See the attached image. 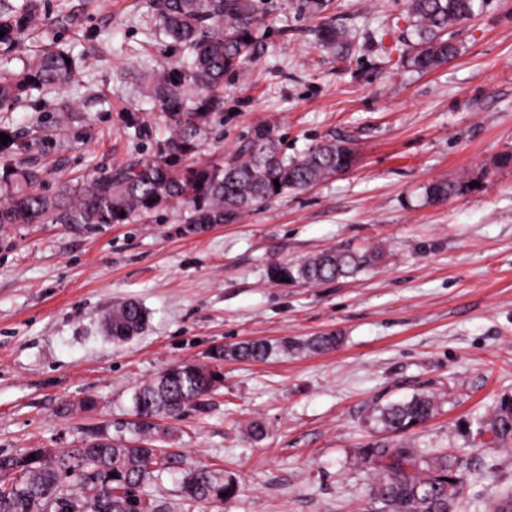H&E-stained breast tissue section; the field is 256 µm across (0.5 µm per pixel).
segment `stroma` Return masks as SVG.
<instances>
[{
  "instance_id": "35a3bbf8",
  "label": "stroma",
  "mask_w": 512,
  "mask_h": 512,
  "mask_svg": "<svg viewBox=\"0 0 512 512\" xmlns=\"http://www.w3.org/2000/svg\"><path fill=\"white\" fill-rule=\"evenodd\" d=\"M261 51L224 79L209 154L227 157L254 127L282 153L346 139L356 163L287 192L232 224L182 234L172 207L125 224H17L0 232V453L74 448L132 418L135 388L166 367L207 364L248 339L333 332L325 353L227 360L203 410L175 424L167 451L234 472L232 501L196 512H364L382 438L375 408L418 393L439 410L409 439L461 449L512 484V449L474 439L475 416L512 396V0L450 28L456 57L428 74L404 62L417 38L404 0H329L350 43L326 50L298 0H256ZM52 41L85 56L70 86L0 111L29 142L45 187L113 163L150 159L166 136L144 83L179 52L142 20L147 0H42ZM460 191L429 202L427 186ZM328 247L382 251L339 281L277 285L269 261ZM134 300L140 334L116 342L103 317ZM261 437H252L253 425Z\"/></svg>"
}]
</instances>
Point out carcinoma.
Listing matches in <instances>:
<instances>
[{
    "instance_id": "carcinoma-1",
    "label": "carcinoma",
    "mask_w": 512,
    "mask_h": 512,
    "mask_svg": "<svg viewBox=\"0 0 512 512\" xmlns=\"http://www.w3.org/2000/svg\"><path fill=\"white\" fill-rule=\"evenodd\" d=\"M486 0H405L406 22L419 38L406 63L430 72L458 53L446 38L448 28L483 10ZM301 10L319 19V37L326 46L346 42L342 32L323 20L324 0H301ZM39 0H0V57L17 52L23 40L43 23ZM255 0H148L146 22L154 32L180 46L178 66H163L148 79L147 89L164 118L168 136L155 143L152 159L105 168L74 186L49 193L43 172L25 163L0 169V230L14 224H124L147 221L170 205L186 207L185 225L195 233L207 224H230L288 191H300L334 174L347 172L355 151L345 141L316 144L299 158H286L274 129L260 125L238 154L207 158L204 151L214 115L224 109V77L253 59L260 45ZM77 62L54 42L15 72L0 69V111L9 110L36 90H62L73 79ZM280 188H275L274 180ZM460 187L445 180L428 185L426 194L443 202ZM381 254L373 249L329 247L296 263L269 262L267 278L275 283L320 285L357 275L373 267ZM145 312L132 301L118 304L106 321L112 337L127 339L143 327ZM332 333L305 340L272 344L243 342L222 350L214 362H186L164 369L139 385L133 394L134 419L116 431L81 443L77 448H31L22 454H0V512H126L131 490L141 512H194L208 501H229L239 491L237 478L207 464L187 466L179 454L159 447L174 427L156 422L177 421L189 409L205 407L222 381L225 358L263 361L275 351L334 349ZM437 400L418 394L379 409L376 421L384 430L406 434L432 418ZM477 436L512 446V400L475 419ZM35 458H30V455ZM375 480L368 512H459L475 482L455 449L422 450L401 441H374L362 448ZM185 472L176 503L161 501L151 491L165 471ZM486 512H512V486L485 498Z\"/></svg>"
}]
</instances>
